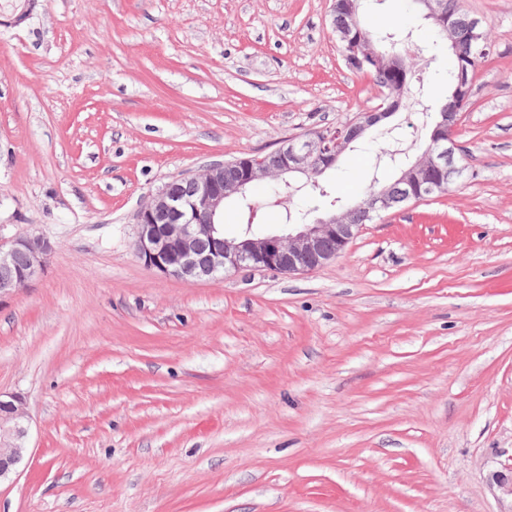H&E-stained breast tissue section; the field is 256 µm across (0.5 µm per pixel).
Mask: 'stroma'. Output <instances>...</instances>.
<instances>
[{"label": "stroma", "instance_id": "obj_1", "mask_svg": "<svg viewBox=\"0 0 512 512\" xmlns=\"http://www.w3.org/2000/svg\"><path fill=\"white\" fill-rule=\"evenodd\" d=\"M486 22L453 194L362 225L296 275L195 283L135 256L146 196L376 109L334 0H0V237L54 246L0 303V391L29 448L0 512H499L512 466V0ZM369 33L422 46L411 0ZM403 99L327 171L341 207L425 148ZM509 473L506 474L501 471H496L491 475V481L493 487H496L503 509L500 512H511L512 511V466L509 468ZM510 498V504L508 499Z\"/></svg>", "mask_w": 512, "mask_h": 512}]
</instances>
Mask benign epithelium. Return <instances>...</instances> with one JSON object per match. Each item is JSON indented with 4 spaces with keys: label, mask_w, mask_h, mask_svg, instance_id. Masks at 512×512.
Listing matches in <instances>:
<instances>
[{
    "label": "benign epithelium",
    "mask_w": 512,
    "mask_h": 512,
    "mask_svg": "<svg viewBox=\"0 0 512 512\" xmlns=\"http://www.w3.org/2000/svg\"><path fill=\"white\" fill-rule=\"evenodd\" d=\"M423 3L426 17L450 20L442 0ZM388 116L384 111L362 112L354 130L360 135ZM457 126L455 113H442L431 134L433 149L404 171L399 180L419 185L435 172L442 176V186L452 184L459 170L455 152L460 146L453 136ZM343 149V139L334 135L323 140L292 137L261 158L237 159L239 176L234 182L224 181L222 162L180 177L196 187L189 199L175 190V183H167L149 196L137 213V258L151 270L184 281L210 279L243 268L288 275L315 271L346 248L359 225L344 224L342 218L332 214L301 224L287 234L257 236L247 229L240 237L229 240L221 229L224 201L262 178L287 183L289 177L300 174L309 180L316 172L335 167ZM360 207L367 212L383 211L387 209L386 196L375 192ZM329 239L336 240V250L324 249L323 244ZM51 251L50 241L41 237H0V302L38 279ZM26 418V401L21 396L0 392V480L8 477L23 459L28 435ZM491 481L499 493L502 512H512V467L507 474L494 472Z\"/></svg>",
    "instance_id": "7a95c632"
}]
</instances>
